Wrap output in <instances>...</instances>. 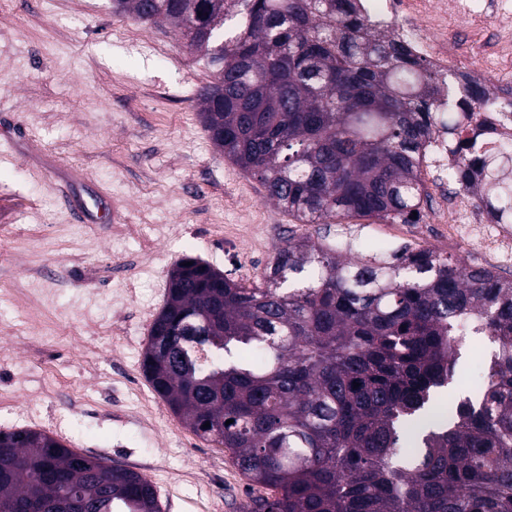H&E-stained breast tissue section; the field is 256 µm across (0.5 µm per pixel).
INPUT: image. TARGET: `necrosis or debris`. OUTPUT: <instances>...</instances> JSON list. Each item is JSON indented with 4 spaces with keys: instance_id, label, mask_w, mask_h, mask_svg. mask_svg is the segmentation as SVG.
Wrapping results in <instances>:
<instances>
[{
    "instance_id": "1",
    "label": "necrosis or debris",
    "mask_w": 512,
    "mask_h": 512,
    "mask_svg": "<svg viewBox=\"0 0 512 512\" xmlns=\"http://www.w3.org/2000/svg\"><path fill=\"white\" fill-rule=\"evenodd\" d=\"M367 28L396 32L431 72H454L462 86H486L493 76L512 70V0H359ZM497 20L494 46L481 39L460 46L452 31L453 19L481 30L488 17ZM478 134L463 152L467 158L512 146V105L490 95L471 115ZM433 223L447 226L448 236L461 248L480 242L495 264L512 262V228L497 223L484 210L473 208L466 195L434 210Z\"/></svg>"
}]
</instances>
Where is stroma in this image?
Segmentation results:
<instances>
[{
  "label": "stroma",
  "mask_w": 512,
  "mask_h": 512,
  "mask_svg": "<svg viewBox=\"0 0 512 512\" xmlns=\"http://www.w3.org/2000/svg\"><path fill=\"white\" fill-rule=\"evenodd\" d=\"M208 79L171 26L112 0H0V431L141 472L163 512H241L256 493L142 372L177 261L252 285L309 235L486 262L426 220L296 223L210 141L195 104Z\"/></svg>",
  "instance_id": "35a3bbf8"
}]
</instances>
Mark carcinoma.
<instances>
[{
    "label": "carcinoma",
    "mask_w": 512,
    "mask_h": 512,
    "mask_svg": "<svg viewBox=\"0 0 512 512\" xmlns=\"http://www.w3.org/2000/svg\"><path fill=\"white\" fill-rule=\"evenodd\" d=\"M113 7L178 31L209 71L196 99L213 145L300 224L418 222L438 114L454 137L486 94L369 31L356 0ZM471 166L460 188L512 224V148ZM470 328L492 346L481 390L440 415ZM141 367L186 426L277 491L243 512H512V279L485 267L427 249L349 258L293 235L247 286L186 257ZM79 456L0 431V506L162 512L145 475Z\"/></svg>",
    "instance_id": "obj_1"
}]
</instances>
